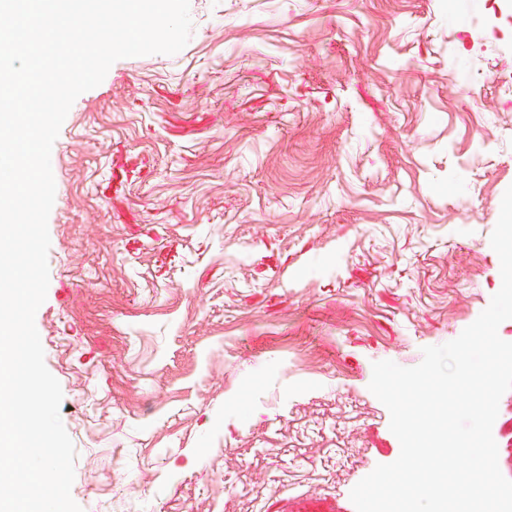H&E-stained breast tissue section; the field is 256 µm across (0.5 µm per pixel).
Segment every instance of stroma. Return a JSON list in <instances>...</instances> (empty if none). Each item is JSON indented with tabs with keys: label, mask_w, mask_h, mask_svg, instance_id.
<instances>
[{
	"label": "stroma",
	"mask_w": 512,
	"mask_h": 512,
	"mask_svg": "<svg viewBox=\"0 0 512 512\" xmlns=\"http://www.w3.org/2000/svg\"><path fill=\"white\" fill-rule=\"evenodd\" d=\"M51 152L35 315L83 512H355L413 367L502 285L512 0H190Z\"/></svg>",
	"instance_id": "obj_1"
}]
</instances>
